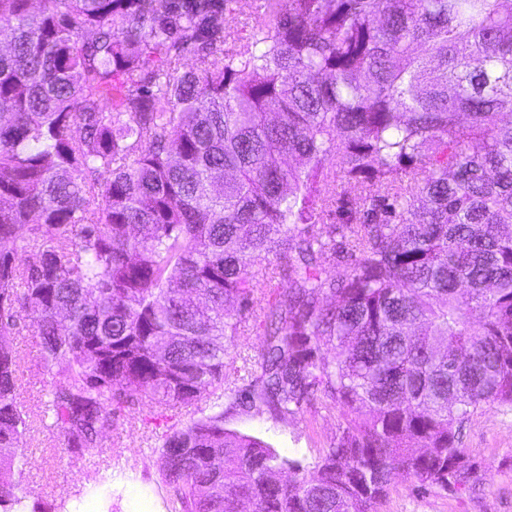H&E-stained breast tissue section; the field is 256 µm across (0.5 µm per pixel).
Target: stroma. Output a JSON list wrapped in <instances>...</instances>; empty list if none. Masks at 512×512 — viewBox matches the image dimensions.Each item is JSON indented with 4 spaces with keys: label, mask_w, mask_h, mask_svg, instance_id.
I'll list each match as a JSON object with an SVG mask.
<instances>
[{
    "label": "stroma",
    "mask_w": 512,
    "mask_h": 512,
    "mask_svg": "<svg viewBox=\"0 0 512 512\" xmlns=\"http://www.w3.org/2000/svg\"><path fill=\"white\" fill-rule=\"evenodd\" d=\"M267 297L254 295L249 330L226 344L225 359H256L263 342L258 323ZM5 342L18 357L19 394L30 413L31 429L19 453L27 460L21 488L27 501L42 499L61 505L62 512H130L127 491L136 488L155 503L153 512H174V492L161 477L160 437L169 428H182L194 417L190 406L175 405L165 418L151 406L127 409L117 431L102 448L78 459L64 450L63 438L41 420L39 407L48 398L51 377L42 363L40 339L20 317ZM343 420L341 410L304 407L296 416L275 420L256 410L237 409L224 419L227 429L265 441L281 455L313 465L328 447ZM461 442L479 465L482 481L461 491L418 489L413 478H398L378 512H512V411L495 405L478 408L461 429Z\"/></svg>",
    "instance_id": "stroma-1"
}]
</instances>
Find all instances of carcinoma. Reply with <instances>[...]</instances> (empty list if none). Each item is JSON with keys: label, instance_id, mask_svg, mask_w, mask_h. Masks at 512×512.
<instances>
[{"label": "carcinoma", "instance_id": "carcinoma-1", "mask_svg": "<svg viewBox=\"0 0 512 512\" xmlns=\"http://www.w3.org/2000/svg\"><path fill=\"white\" fill-rule=\"evenodd\" d=\"M30 2L0 0V336L30 312L65 451L196 405L162 435L178 512L475 483L460 428L512 409V0H265L228 54L237 0ZM278 276L242 393L224 341ZM316 400L343 422L310 468L224 428ZM28 418L0 350V512Z\"/></svg>", "mask_w": 512, "mask_h": 512}]
</instances>
